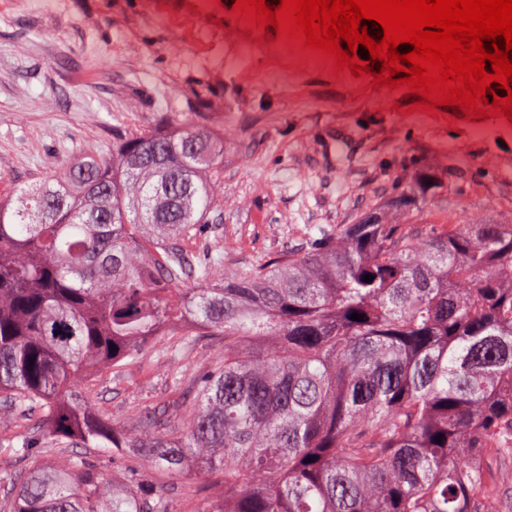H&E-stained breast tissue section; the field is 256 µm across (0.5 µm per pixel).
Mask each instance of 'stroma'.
<instances>
[{
	"label": "stroma",
	"instance_id": "stroma-1",
	"mask_svg": "<svg viewBox=\"0 0 512 512\" xmlns=\"http://www.w3.org/2000/svg\"><path fill=\"white\" fill-rule=\"evenodd\" d=\"M229 23L216 15L165 22L151 0H0V189L29 185L62 164L112 152V133L166 121L200 125L224 140V213L190 247L219 251L226 271L303 250L320 228L350 224L392 189L405 160L438 157L457 183L451 205L428 224L478 222L512 212V133L492 118L440 108L428 127L412 95L368 80L339 87L307 75L280 90L261 84L262 62L225 65ZM203 91L206 108L188 107ZM160 337L119 374L81 388L121 427L171 400L172 376L189 377L211 345L170 359ZM208 476L166 481L173 512L211 493Z\"/></svg>",
	"mask_w": 512,
	"mask_h": 512
}]
</instances>
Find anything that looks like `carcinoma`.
Segmentation results:
<instances>
[{
    "instance_id": "1",
    "label": "carcinoma",
    "mask_w": 512,
    "mask_h": 512,
    "mask_svg": "<svg viewBox=\"0 0 512 512\" xmlns=\"http://www.w3.org/2000/svg\"><path fill=\"white\" fill-rule=\"evenodd\" d=\"M223 184L224 141L170 126L0 194V404L37 419L15 454L77 449L15 471L4 512H170L137 469L106 486L99 448L206 473L195 512L509 509L494 465L512 461V214L420 223L456 192L428 159L304 253L218 276L184 244L221 220ZM160 336L165 356L221 352L190 409L149 412L134 436L75 381Z\"/></svg>"
}]
</instances>
